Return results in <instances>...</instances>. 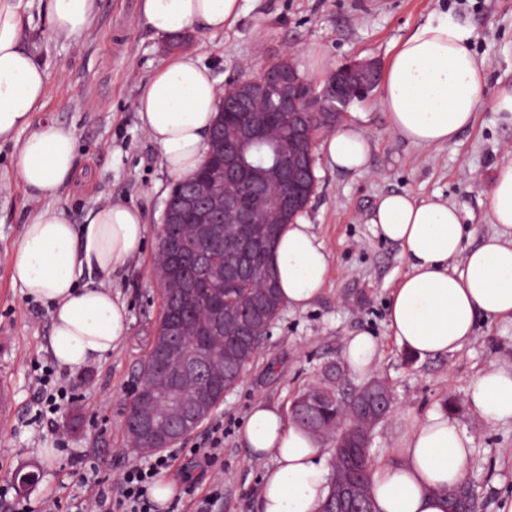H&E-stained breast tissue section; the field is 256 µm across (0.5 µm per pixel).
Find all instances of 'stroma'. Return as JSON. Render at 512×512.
Listing matches in <instances>:
<instances>
[{"label": "stroma", "mask_w": 512, "mask_h": 512, "mask_svg": "<svg viewBox=\"0 0 512 512\" xmlns=\"http://www.w3.org/2000/svg\"><path fill=\"white\" fill-rule=\"evenodd\" d=\"M440 13L470 30L486 65L485 99L455 142L431 149L408 144L392 131L378 91L350 104L347 120L357 122L372 144L368 170L341 172L325 157L317 159L316 190L301 219L324 240L330 275L306 310H282L243 378L212 411V419L224 422V457L218 464L224 496L210 512H257L265 464L250 458L242 438L253 403L262 399L288 411L299 389L323 384L326 367L342 363L343 341L358 330L377 338L371 376L384 380L394 397L391 413L373 431L374 458L388 456L415 420L446 412L474 437L468 479L477 512H501L503 502L512 501V421L485 423L471 412L467 398L480 370L512 364V320L480 322L474 338L454 353L419 358L405 352L389 333L388 301L406 267L398 247L369 223L382 195L438 194L459 209L465 246L495 232L492 177L498 166L512 162V124L494 110L499 89L512 84V0H245L232 28L196 31L187 49L223 89L266 64L283 58L298 62L313 45L323 48L334 69L352 60L385 64L412 27ZM25 39L49 76L34 124H63L77 139L78 176L53 198V206L79 224L89 209L121 198L142 211L148 228L143 251L112 284L128 307L127 341L102 362L61 371L75 399L59 418L58 434L41 432L30 421L32 363L50 357L51 310L12 283L9 257L30 200L14 174L16 145H0V387L10 388L15 406L13 419L0 422V512L24 505L46 512L52 503L57 512H75L83 492L69 477L68 454L102 460L106 478L126 466L119 454L129 443L125 417L161 312L162 294L151 271L171 180L139 125L135 101L167 53L164 40L144 21L142 0H98L91 28L76 39L54 34L41 0H31ZM368 377L345 371L340 387L354 391ZM207 430L200 425L168 450L176 461L164 477L182 492L176 512H196L197 496L183 492V466L188 448ZM21 470L40 473L30 491L17 487Z\"/></svg>", "instance_id": "obj_1"}]
</instances>
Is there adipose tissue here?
<instances>
[{
  "mask_svg": "<svg viewBox=\"0 0 512 512\" xmlns=\"http://www.w3.org/2000/svg\"><path fill=\"white\" fill-rule=\"evenodd\" d=\"M29 0H0V143L20 141L16 176L33 207L10 258L12 281L29 299L49 303L47 350L75 371L111 355L127 339L125 303L113 279L142 251L147 226L139 209L114 199L70 223L49 200L73 179L77 143L72 128L55 122L33 126L48 76L24 43ZM97 0H45L55 34L80 37L92 24ZM150 31L171 39L191 30L232 27L242 0H143ZM380 102L394 133L428 148L454 142L470 126L485 95V67L470 31L445 15L429 16L400 39L385 63ZM220 91L211 71L192 53L171 55L142 86L135 110L173 180L201 165L217 118ZM321 150L336 170L362 173L371 144L350 121L326 135ZM497 227L474 248L463 245L456 206L440 197L390 193L370 217L376 233L395 243L408 271L393 289L388 328L415 355L460 350L479 318L512 319V163L497 167L490 193ZM281 296L305 310L322 292L330 258L313 225L285 226L277 247ZM378 344L368 331L344 340L343 358L358 374L376 365ZM470 410L486 423L512 419V366H490L468 388ZM243 440L257 460L272 459L259 491L258 512H317L328 492L326 457L312 435L265 402L251 407ZM474 437L442 413L412 423L374 465L376 512H448V489L467 479Z\"/></svg>",
  "mask_w": 512,
  "mask_h": 512,
  "instance_id": "ef3b65f1",
  "label": "adipose tissue"
}]
</instances>
